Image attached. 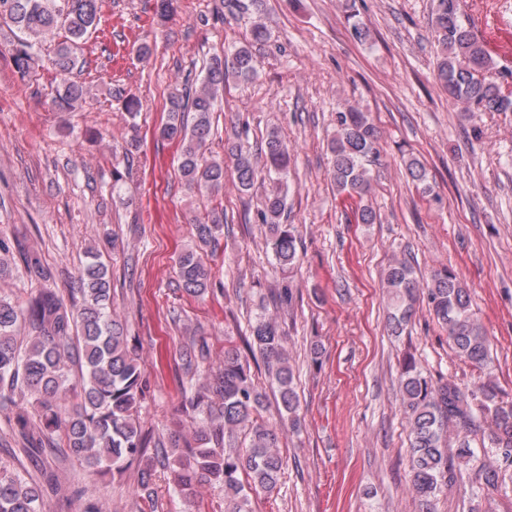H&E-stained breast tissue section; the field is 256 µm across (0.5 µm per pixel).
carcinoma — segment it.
<instances>
[{
	"mask_svg": "<svg viewBox=\"0 0 512 512\" xmlns=\"http://www.w3.org/2000/svg\"><path fill=\"white\" fill-rule=\"evenodd\" d=\"M468 9L466 0L431 2V35L437 47L434 78L464 112H512V93L504 94L497 82L511 79L512 72L500 70L492 40L473 32ZM101 12L102 0H0V20L18 32L11 58L20 80L36 76L43 42H54L48 61L61 80L51 103L60 112L75 110L88 94L85 83L70 75L84 68L82 47L97 32ZM268 38L258 14L248 42L212 54L197 87L175 86L169 93L168 117L158 135L179 142L178 173L188 191L203 196L223 192L224 160L206 155L214 114L231 79L258 74L260 61L253 47ZM110 95L130 118L140 114V100L123 86H112ZM328 149L336 190L352 198L366 196L379 156L372 114L353 106L336 112V134ZM230 155L240 192H249L260 180L269 181L257 219L266 227L267 246L278 264L295 267L299 235L297 226L288 223V142L272 127L260 157L242 143L232 144ZM406 171L423 192L433 193L423 161L409 159ZM192 224L194 244L178 256L176 265L184 293L201 298L212 277L202 252L224 234L223 207L204 209ZM23 263L29 280L42 288L25 300L0 297V403L28 396L36 410L33 417L26 412L16 416L21 432L36 429L48 437L61 436L65 457L79 461L93 475H120L137 466L139 496L150 507L158 465L171 471L175 492L186 500L203 484L222 486L224 512H251L249 493L274 492L283 469L279 431L259 420L265 392L235 348L224 349L218 367L200 363L190 349L181 353L185 373L202 381L185 398L195 424L194 444L171 454L160 441L149 457L139 415L146 389L128 345L127 325L112 313L108 269L95 260L87 263L77 287L70 289L80 300L68 303L62 293L44 286L50 273L37 254L27 255ZM383 281L390 299L388 332L401 335L423 300L455 355L480 371L487 367L491 339L475 317L467 285L453 270L441 265L423 278L407 261L396 259L384 271ZM21 326L27 328L25 345L17 336ZM249 336V347L259 352L265 374L275 384L281 418L298 427L300 399L279 324L262 311L249 321ZM400 382L417 512H436L437 495L463 480L454 461L468 464L476 459L471 433L481 432L485 453L493 458L475 468L477 488L497 489L512 469V404L503 403L497 386L490 380L471 388L449 379L435 382L412 354L400 362ZM71 392L77 403L69 407ZM450 426L457 430L452 454L446 441ZM0 512H47L41 487L0 467Z\"/></svg>",
	"mask_w": 512,
	"mask_h": 512,
	"instance_id": "obj_1",
	"label": "carcinoma"
}]
</instances>
